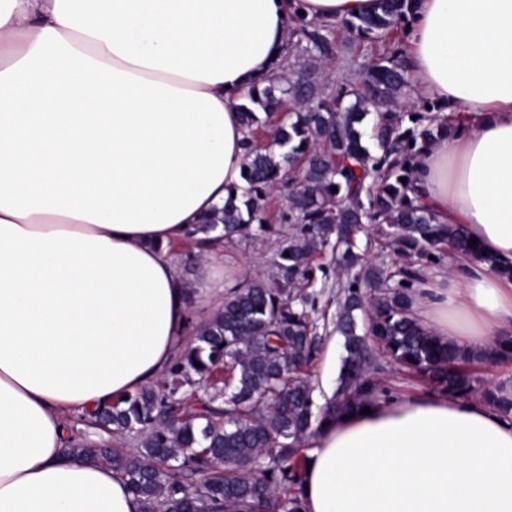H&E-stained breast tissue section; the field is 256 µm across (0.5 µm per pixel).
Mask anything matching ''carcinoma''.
I'll list each match as a JSON object with an SVG mask.
<instances>
[{
  "label": "carcinoma",
  "mask_w": 512,
  "mask_h": 512,
  "mask_svg": "<svg viewBox=\"0 0 512 512\" xmlns=\"http://www.w3.org/2000/svg\"><path fill=\"white\" fill-rule=\"evenodd\" d=\"M412 2L377 0L374 12L343 27L383 43L407 23ZM338 50L334 27L296 17L288 74L270 75L237 105L245 186L197 227L207 234L221 225L224 239L267 233L272 192L287 189L279 220L290 233L272 276L234 289L221 310L192 324L194 342L162 383L88 416L117 435H135L136 454L71 437L72 452L107 462L143 512H302L307 439L324 420L389 396L376 381L387 364L422 377L433 391L462 399L478 392L465 368L475 354L432 335L412 309L421 267L441 264L444 247L479 255L459 226L438 222L414 188L422 151L466 125L437 120L426 101L409 112L394 109L409 85L395 47L362 64L360 78L325 84L316 64ZM262 128L273 146H256ZM373 226L404 263L388 271L369 262L360 242ZM326 251L331 268L315 263ZM317 280V290L299 286ZM333 334L342 337L344 354L322 407L308 371Z\"/></svg>",
  "instance_id": "1"
}]
</instances>
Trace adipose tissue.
I'll return each mask as SVG.
<instances>
[{
	"instance_id": "obj_1",
	"label": "adipose tissue",
	"mask_w": 512,
	"mask_h": 512,
	"mask_svg": "<svg viewBox=\"0 0 512 512\" xmlns=\"http://www.w3.org/2000/svg\"><path fill=\"white\" fill-rule=\"evenodd\" d=\"M376 0H0V512H142L72 453L71 413L133 393L220 300L171 246L243 186L240 96L287 52L295 12ZM408 75L468 119L415 172L440 223L512 264V0H415ZM413 309L475 354L512 338V278L478 259L426 272ZM307 442L303 512H512V412L438 392L369 401ZM181 277L193 287H201V263L192 246L173 245L169 250Z\"/></svg>"
}]
</instances>
